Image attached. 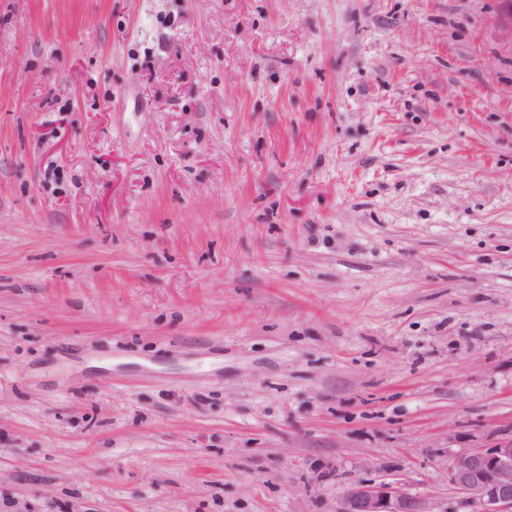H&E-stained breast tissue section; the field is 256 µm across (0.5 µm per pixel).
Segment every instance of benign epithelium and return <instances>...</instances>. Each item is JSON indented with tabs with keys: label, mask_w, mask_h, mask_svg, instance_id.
Listing matches in <instances>:
<instances>
[{
	"label": "benign epithelium",
	"mask_w": 512,
	"mask_h": 512,
	"mask_svg": "<svg viewBox=\"0 0 512 512\" xmlns=\"http://www.w3.org/2000/svg\"><path fill=\"white\" fill-rule=\"evenodd\" d=\"M448 482L465 495L469 512H512V440L486 451L455 455ZM337 512H433L419 497L385 483L348 489Z\"/></svg>",
	"instance_id": "1"
}]
</instances>
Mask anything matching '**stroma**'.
<instances>
[{
	"instance_id": "35a3bbf8",
	"label": "stroma",
	"mask_w": 512,
	"mask_h": 512,
	"mask_svg": "<svg viewBox=\"0 0 512 512\" xmlns=\"http://www.w3.org/2000/svg\"><path fill=\"white\" fill-rule=\"evenodd\" d=\"M499 0H0V512H466L512 439ZM448 482L465 495L467 512H511L512 440L455 455ZM337 512H436L419 497L385 483H359L348 489Z\"/></svg>"
}]
</instances>
